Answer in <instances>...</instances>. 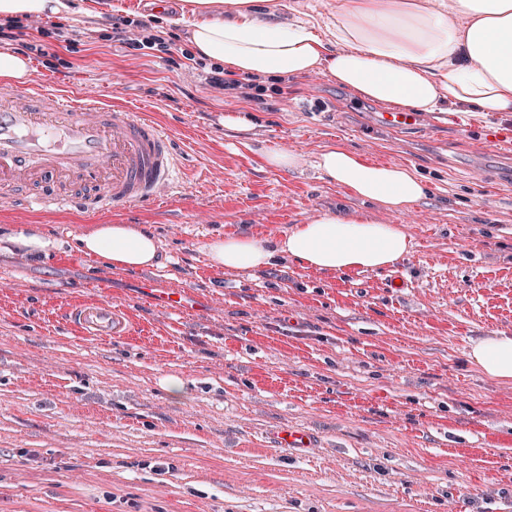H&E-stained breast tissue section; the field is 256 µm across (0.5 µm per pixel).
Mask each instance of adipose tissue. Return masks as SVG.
<instances>
[{"instance_id":"ef3b65f1","label":"adipose tissue","mask_w":512,"mask_h":512,"mask_svg":"<svg viewBox=\"0 0 512 512\" xmlns=\"http://www.w3.org/2000/svg\"><path fill=\"white\" fill-rule=\"evenodd\" d=\"M261 0H184L194 58L231 76L324 73L385 108L444 112H512V0H336L325 28ZM321 178L357 197L401 211L422 199L427 183L414 169L370 165L343 145L314 163ZM65 241L40 226L0 234V252L49 255ZM74 250L112 270L157 266L161 243L141 224H97L76 236ZM395 224L324 212L277 236L227 235L206 246L210 263L257 270L288 257L321 273L386 270L411 252ZM469 364L493 380L512 379V336L474 340Z\"/></svg>"}]
</instances>
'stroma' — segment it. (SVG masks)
<instances>
[{"instance_id": "obj_1", "label": "stroma", "mask_w": 512, "mask_h": 512, "mask_svg": "<svg viewBox=\"0 0 512 512\" xmlns=\"http://www.w3.org/2000/svg\"><path fill=\"white\" fill-rule=\"evenodd\" d=\"M183 0H71L58 16L0 25V50L32 80L151 114L187 152L156 208L34 213L0 225L72 240L92 224H143L159 266L115 272L69 250L0 253V512H512V381L466 359L472 340L512 335V113L457 104L394 132L381 107L319 72L208 81L191 61ZM122 23L136 42L113 39ZM250 116L248 130L226 115ZM341 143L373 164L416 169L424 199L403 211L356 198L313 167ZM304 157L268 167L264 151ZM484 169L477 183L470 173ZM400 225L392 270L324 274L283 258L249 271L210 264L217 235L277 236L325 211ZM404 285L394 288L391 276ZM185 289L162 313L144 287ZM133 318L126 339L80 335V301ZM178 381L171 394L168 381ZM313 447L279 449L280 428Z\"/></svg>"}]
</instances>
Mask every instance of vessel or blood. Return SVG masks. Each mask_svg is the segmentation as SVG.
<instances>
[{
    "mask_svg": "<svg viewBox=\"0 0 512 512\" xmlns=\"http://www.w3.org/2000/svg\"><path fill=\"white\" fill-rule=\"evenodd\" d=\"M182 153L158 122L126 105L56 86L28 83L0 91V198L23 191L28 211L156 206L177 185ZM156 308L184 306L175 288L147 285ZM67 319L82 335L122 339L136 332L127 312L106 300L75 304ZM281 448H309L313 438L282 428Z\"/></svg>",
    "mask_w": 512,
    "mask_h": 512,
    "instance_id": "vessel-or-blood-1",
    "label": "vessel or blood"
}]
</instances>
